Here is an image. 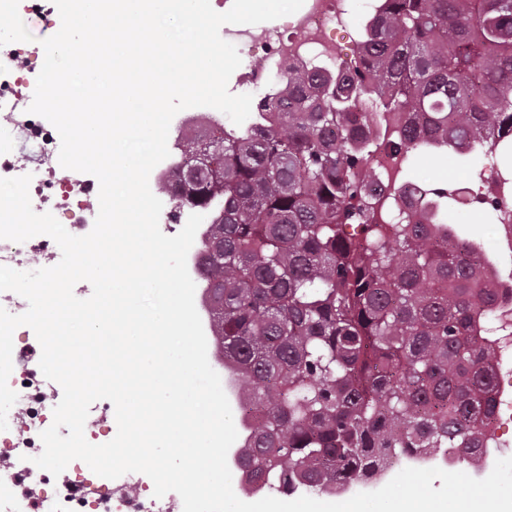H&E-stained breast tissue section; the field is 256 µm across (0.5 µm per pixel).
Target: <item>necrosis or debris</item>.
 <instances>
[{
	"label": "necrosis or debris",
	"instance_id": "4bbe7bcc",
	"mask_svg": "<svg viewBox=\"0 0 512 512\" xmlns=\"http://www.w3.org/2000/svg\"><path fill=\"white\" fill-rule=\"evenodd\" d=\"M347 0H304L300 11L291 14L283 29L252 26L226 31L243 56L236 86L272 94L276 78L288 67L306 70H339L341 48L336 30L349 27ZM261 51L263 66L251 60L253 51ZM40 46L21 49L0 42V178L31 175L29 186L35 212L52 213L72 235L83 236L93 227L99 206L90 199L98 191L93 175L63 168L58 160L60 138L46 119L20 111L27 89L37 78ZM404 113L379 114L374 128L383 140L370 166L382 178L397 180L400 157L388 143L393 128L403 125ZM224 115L201 107L174 117L169 130L170 155L156 181H167L179 161L178 141L187 128L209 132L223 127ZM480 191L460 186L459 192L469 210L481 208L488 197L500 202L498 226L504 229L506 243L480 248V264L496 272L501 315L512 322V272L502 273L500 260L512 252V189L504 185L497 171L482 179ZM61 251L49 236L37 235L17 243L0 239V265L19 271H32L56 265ZM501 357L494 365L496 389L501 403L497 422L512 420V336L495 337ZM38 340L29 331L18 332L13 339L12 372L8 385L18 394L8 412V428L0 431V512H183L177 493L153 495L151 479L142 473H128L116 479L96 475L83 461H72L64 478H50L32 459L43 451L39 434L53 422V409L59 396L53 395V382L39 367Z\"/></svg>",
	"mask_w": 512,
	"mask_h": 512
}]
</instances>
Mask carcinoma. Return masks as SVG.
Here are the masks:
<instances>
[{
  "mask_svg": "<svg viewBox=\"0 0 512 512\" xmlns=\"http://www.w3.org/2000/svg\"><path fill=\"white\" fill-rule=\"evenodd\" d=\"M278 83L256 124L182 144L196 180L163 185L215 219L202 275L253 418L242 466L290 496L362 484L414 449L477 451L498 401L475 327L499 328L497 292L448 223L457 188L428 189L433 223H390L359 127L408 114L391 194L430 147L512 172V0H386L347 76Z\"/></svg>",
  "mask_w": 512,
  "mask_h": 512,
  "instance_id": "obj_1",
  "label": "carcinoma"
}]
</instances>
